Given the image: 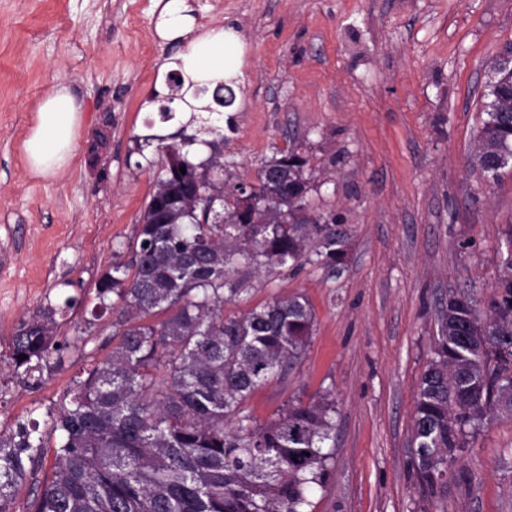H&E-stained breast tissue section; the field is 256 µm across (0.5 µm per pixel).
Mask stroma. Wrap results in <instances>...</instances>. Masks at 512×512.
Returning <instances> with one entry per match:
<instances>
[{
	"mask_svg": "<svg viewBox=\"0 0 512 512\" xmlns=\"http://www.w3.org/2000/svg\"><path fill=\"white\" fill-rule=\"evenodd\" d=\"M200 25H235L243 77L213 113L224 179L253 180L283 148L306 156L313 211L347 233L329 270L243 274L249 306L304 294L316 325L301 361L249 405L260 421L288 401L331 394L336 447L311 512H512V419L467 439L460 481L426 495L412 472L414 395L439 303L471 292L485 309L512 225V168L471 164L492 66L512 55V0H196ZM154 0H0V432L45 419L85 355L112 350V319L88 326L39 387L5 360L20 319L65 297L93 298L128 259L165 162L137 136L174 132L159 109L168 51ZM67 83L80 112L73 158L36 177L23 143L39 105Z\"/></svg>",
	"mask_w": 512,
	"mask_h": 512,
	"instance_id": "35a3bbf8",
	"label": "stroma"
}]
</instances>
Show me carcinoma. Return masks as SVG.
<instances>
[{
    "mask_svg": "<svg viewBox=\"0 0 512 512\" xmlns=\"http://www.w3.org/2000/svg\"><path fill=\"white\" fill-rule=\"evenodd\" d=\"M490 96L474 163L495 180L500 162L512 165V111L499 107L512 100V80H498ZM200 134L208 145L224 138L206 121L184 138L180 162L162 171L145 204L131 258L113 262L96 284L90 315L116 314L112 352L82 364L46 420L0 434V512H13L52 439L51 475L22 512H308L314 489L327 484L336 418L329 395L290 401L263 423L248 407L303 357L316 323L311 303L294 294L239 315L224 306L244 301L241 267L336 268L345 233L335 224H219L211 212L228 209L223 196L244 187L221 178L224 195L209 210H186L184 200L203 190L197 169L224 167L219 158L189 160ZM306 165L293 148L274 152L257 170L260 192L297 198L296 181L264 174L280 166L301 174ZM505 246L485 312L469 292L439 310L416 386L412 469L432 497L455 477L467 430L494 415L512 418V228ZM75 302L19 321L7 362L28 386L41 384L50 360L64 362L70 343L57 339V319Z\"/></svg>",
    "mask_w": 512,
    "mask_h": 512,
    "instance_id": "obj_1",
    "label": "carcinoma"
}]
</instances>
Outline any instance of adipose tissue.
Returning <instances> with one entry per match:
<instances>
[{"label":"adipose tissue","instance_id":"ef3b65f1","mask_svg":"<svg viewBox=\"0 0 512 512\" xmlns=\"http://www.w3.org/2000/svg\"><path fill=\"white\" fill-rule=\"evenodd\" d=\"M156 5L160 9L158 34L179 45L177 52L164 58L162 66L182 75L183 87L176 106L183 121L188 122L208 111V100L195 93L198 85L220 82L238 73L241 43L233 31L197 25L191 0H157ZM78 124L71 90L67 84L58 83L35 113L23 144L31 174L55 175L67 167Z\"/></svg>","mask_w":512,"mask_h":512}]
</instances>
